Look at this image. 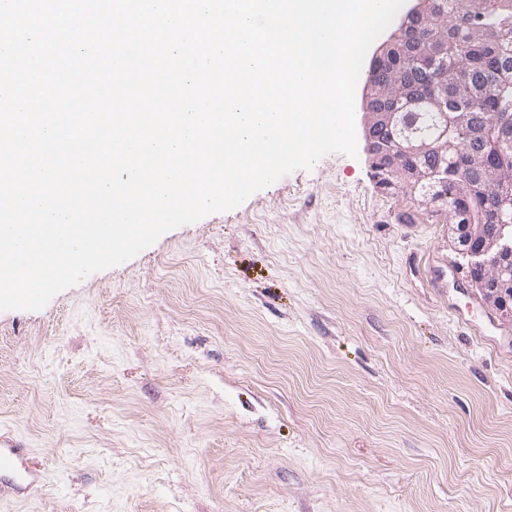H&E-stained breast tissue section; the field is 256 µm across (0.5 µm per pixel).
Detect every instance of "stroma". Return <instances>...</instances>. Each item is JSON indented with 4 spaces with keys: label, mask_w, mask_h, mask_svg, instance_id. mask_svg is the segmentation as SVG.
Wrapping results in <instances>:
<instances>
[{
    "label": "stroma",
    "mask_w": 512,
    "mask_h": 512,
    "mask_svg": "<svg viewBox=\"0 0 512 512\" xmlns=\"http://www.w3.org/2000/svg\"><path fill=\"white\" fill-rule=\"evenodd\" d=\"M357 149L0 312V512H512V322ZM29 449L26 448H0V479H7V482L19 490H25L35 481L27 483V479L37 472V466L26 458ZM26 464V465H25ZM24 468V473L20 468Z\"/></svg>",
    "instance_id": "35a3bbf8"
}]
</instances>
